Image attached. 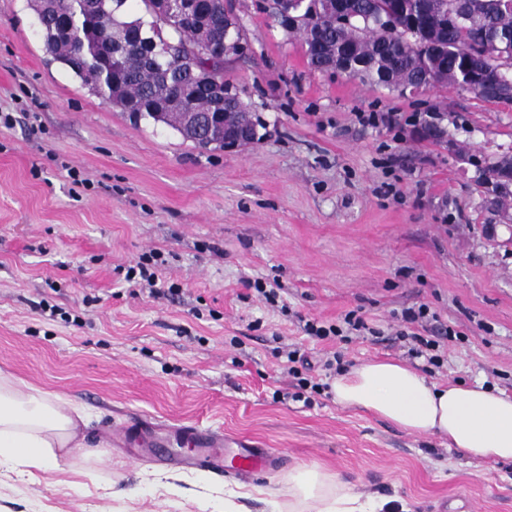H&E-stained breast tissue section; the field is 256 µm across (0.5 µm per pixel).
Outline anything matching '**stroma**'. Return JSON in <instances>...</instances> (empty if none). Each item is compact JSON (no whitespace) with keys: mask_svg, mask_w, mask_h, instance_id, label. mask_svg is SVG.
<instances>
[{"mask_svg":"<svg viewBox=\"0 0 512 512\" xmlns=\"http://www.w3.org/2000/svg\"><path fill=\"white\" fill-rule=\"evenodd\" d=\"M268 0H228L248 40L224 81L251 104L257 139L205 150L102 101L47 54L30 0H0V370L85 406L65 471L0 472V512H224V492L259 486L287 506L289 478L317 467L410 512H512V462H489L340 407L276 399L277 341L343 368L408 363L438 383L512 397V196L487 169L512 156V103L439 85L399 94L311 69ZM391 113L394 126L360 122ZM433 118L443 138L425 136ZM77 170L80 184L68 172ZM160 252L181 291L132 293L118 269ZM276 289L258 298L254 281ZM459 332L442 368L392 338L404 309ZM363 316L319 343L303 322ZM197 427L253 438L276 458L242 479L176 466L173 441L120 448L114 426Z\"/></svg>","mask_w":512,"mask_h":512,"instance_id":"35a3bbf8","label":"stroma"}]
</instances>
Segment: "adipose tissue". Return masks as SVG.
<instances>
[{
  "label": "adipose tissue",
  "instance_id": "obj_1",
  "mask_svg": "<svg viewBox=\"0 0 512 512\" xmlns=\"http://www.w3.org/2000/svg\"><path fill=\"white\" fill-rule=\"evenodd\" d=\"M337 405L377 415L410 434L433 435L449 447L490 461H512V398L481 384L443 386L393 361H367L330 383ZM54 393L0 375V465L18 474L61 471L90 419L79 404L62 411ZM296 489L310 499L309 512H386L385 501L345 486L315 490L316 471L300 468Z\"/></svg>",
  "mask_w": 512,
  "mask_h": 512
}]
</instances>
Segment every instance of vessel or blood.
I'll return each mask as SVG.
<instances>
[{
	"instance_id": "b4317fda",
	"label": "vessel or blood",
	"mask_w": 512,
	"mask_h": 512,
	"mask_svg": "<svg viewBox=\"0 0 512 512\" xmlns=\"http://www.w3.org/2000/svg\"><path fill=\"white\" fill-rule=\"evenodd\" d=\"M179 435L188 442L199 445L200 451L186 459V466L221 474L230 472L236 476L247 478L266 469L270 463L267 449L258 443L242 437H227L223 433L189 427L181 429Z\"/></svg>"
}]
</instances>
